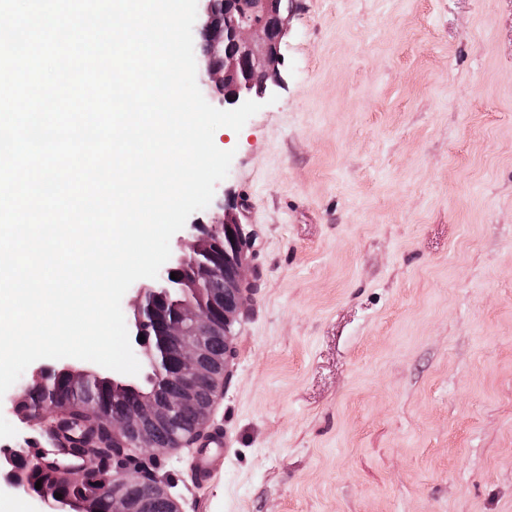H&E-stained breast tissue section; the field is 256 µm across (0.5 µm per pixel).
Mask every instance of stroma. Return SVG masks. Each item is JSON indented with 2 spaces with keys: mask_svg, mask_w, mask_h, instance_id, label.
I'll list each match as a JSON object with an SVG mask.
<instances>
[{
  "mask_svg": "<svg viewBox=\"0 0 512 512\" xmlns=\"http://www.w3.org/2000/svg\"><path fill=\"white\" fill-rule=\"evenodd\" d=\"M281 54L215 140L259 280L213 506L512 512V0H293Z\"/></svg>",
  "mask_w": 512,
  "mask_h": 512,
  "instance_id": "35a3bbf8",
  "label": "stroma"
}]
</instances>
